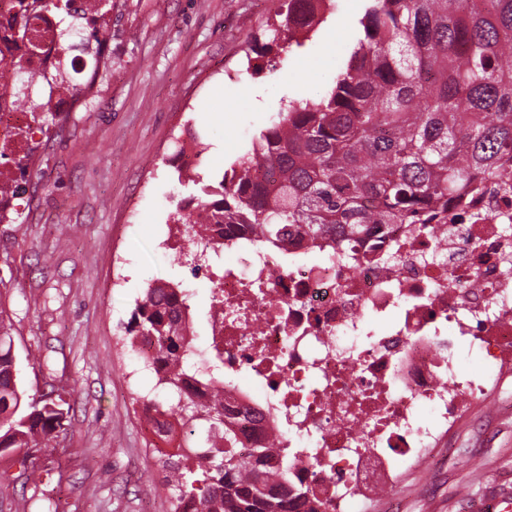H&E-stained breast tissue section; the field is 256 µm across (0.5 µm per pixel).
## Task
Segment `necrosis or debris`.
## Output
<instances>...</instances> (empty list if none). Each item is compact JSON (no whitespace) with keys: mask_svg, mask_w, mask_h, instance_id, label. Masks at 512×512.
I'll list each match as a JSON object with an SVG mask.
<instances>
[{"mask_svg":"<svg viewBox=\"0 0 512 512\" xmlns=\"http://www.w3.org/2000/svg\"><path fill=\"white\" fill-rule=\"evenodd\" d=\"M17 0H0V60L25 59L11 28ZM42 43L29 59L50 70L56 20L36 19ZM37 133L33 112L0 83V223L23 195L14 158ZM211 318L223 341L224 391L261 421L230 416L248 451L278 436L292 451L289 480L318 512H359L431 460L466 411L512 376V162L501 182L449 204L436 235L394 224L352 246L301 244L281 256L236 231ZM467 341L485 369L463 374Z\"/></svg>","mask_w":512,"mask_h":512,"instance_id":"1","label":"necrosis or debris"}]
</instances>
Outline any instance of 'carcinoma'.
Instances as JSON below:
<instances>
[{
  "label": "carcinoma",
  "mask_w": 512,
  "mask_h": 512,
  "mask_svg": "<svg viewBox=\"0 0 512 512\" xmlns=\"http://www.w3.org/2000/svg\"><path fill=\"white\" fill-rule=\"evenodd\" d=\"M324 0H288L284 26L313 29ZM40 8L56 14L61 51L94 39L89 15L112 18V0H32L19 3L20 24ZM361 32L332 89L322 98L292 101L261 131L216 186L203 185L172 223L185 224L192 243L215 254L224 227L285 251L297 237L350 243L378 224H431L436 204L476 191L500 176L512 156V0H368ZM17 99L34 109L45 132V110L26 89L77 90L62 63L51 76L20 63H0ZM191 295L178 284L152 282L125 327L131 349L153 345L146 367L176 402L150 404L177 411L188 429L167 456L174 512H317L307 491L288 490V449L280 469L269 448L244 454L224 428V359L214 345L210 365H198ZM10 325L0 314V459L27 461L50 451L64 429L65 400L29 395L19 382ZM204 422L218 442L192 443Z\"/></svg>",
  "instance_id": "cac0c4a2"
}]
</instances>
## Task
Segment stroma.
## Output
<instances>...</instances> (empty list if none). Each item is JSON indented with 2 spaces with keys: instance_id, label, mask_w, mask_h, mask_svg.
Wrapping results in <instances>:
<instances>
[{
  "instance_id": "stroma-1",
  "label": "stroma",
  "mask_w": 512,
  "mask_h": 512,
  "mask_svg": "<svg viewBox=\"0 0 512 512\" xmlns=\"http://www.w3.org/2000/svg\"><path fill=\"white\" fill-rule=\"evenodd\" d=\"M286 0H112V62L95 95L36 137L16 223H0V313L21 385L57 390L63 474L0 461V512H173L160 439L139 399L153 373L124 326L154 281L191 293L205 345L212 283L169 241L173 214L215 185L293 99L323 96L358 37L365 0H327L308 32L273 31ZM200 140L185 168L183 149ZM405 512H486L512 502V380L475 410L447 460L398 491Z\"/></svg>"
}]
</instances>
